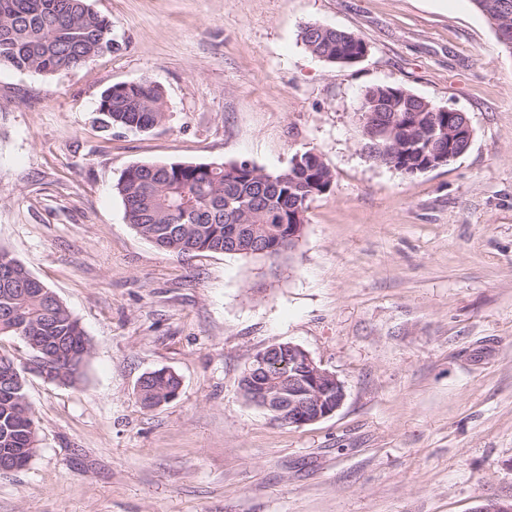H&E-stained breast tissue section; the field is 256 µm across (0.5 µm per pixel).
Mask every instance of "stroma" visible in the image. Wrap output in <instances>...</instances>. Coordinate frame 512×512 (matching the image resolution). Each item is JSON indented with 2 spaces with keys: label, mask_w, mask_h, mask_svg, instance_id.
<instances>
[{
  "label": "stroma",
  "mask_w": 512,
  "mask_h": 512,
  "mask_svg": "<svg viewBox=\"0 0 512 512\" xmlns=\"http://www.w3.org/2000/svg\"><path fill=\"white\" fill-rule=\"evenodd\" d=\"M115 52L53 77L0 66V248L80 321L83 382L32 376L38 450L0 512H476L512 498V52L471 0H90ZM354 64L312 56L309 23ZM148 77L165 122L101 129L112 84ZM464 112L473 140L417 176L369 161L366 89ZM320 153L334 174L278 268L176 256L128 224L134 164ZM344 383L332 416L274 422L239 392L266 346ZM168 368L153 409L139 378ZM300 39L311 55L329 63H355L367 50L365 41L353 33L319 23L305 25ZM154 377L148 380L137 394L141 404L146 408H153L161 403H169L180 387L178 376L162 368L154 370Z\"/></svg>",
  "instance_id": "stroma-1"
}]
</instances>
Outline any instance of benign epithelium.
<instances>
[{"mask_svg":"<svg viewBox=\"0 0 512 512\" xmlns=\"http://www.w3.org/2000/svg\"><path fill=\"white\" fill-rule=\"evenodd\" d=\"M454 149L448 155L438 152L423 155L414 171L431 169L453 158ZM288 354V373L277 378L266 377L250 381L249 403L266 411L279 423L304 426L334 414L344 403L345 387L337 376L317 364L301 346L288 342L272 344L255 353L245 366L243 376L258 368H266L281 353ZM477 512H512V500L488 498Z\"/></svg>","mask_w":512,"mask_h":512,"instance_id":"7a95c632","label":"benign epithelium"}]
</instances>
